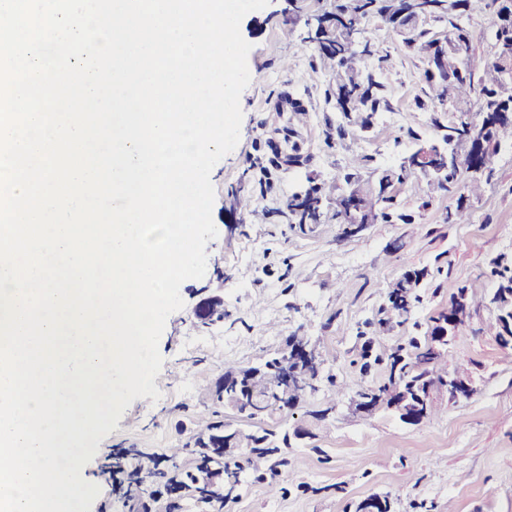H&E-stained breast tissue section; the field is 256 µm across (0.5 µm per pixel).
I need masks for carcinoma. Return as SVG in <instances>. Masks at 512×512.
<instances>
[{
    "label": "carcinoma",
    "mask_w": 512,
    "mask_h": 512,
    "mask_svg": "<svg viewBox=\"0 0 512 512\" xmlns=\"http://www.w3.org/2000/svg\"><path fill=\"white\" fill-rule=\"evenodd\" d=\"M481 0H336L331 11H325L317 22L332 21L324 29L315 27L319 56L332 79L329 95L336 100L341 121L336 126L337 140L369 131L378 114L388 109L386 85L379 73L390 64L388 55L380 53L370 31L385 29L423 64L425 98L417 108L429 113L434 135L448 141V160L437 159L432 167H382L369 169L370 158L354 153L348 169L332 181L309 180V186L288 199L291 224H350L353 209H358L359 223L376 214L386 224H414L416 216L407 210L401 194L408 184L420 194L421 207L445 194L456 197L455 207L448 210V224L470 222V199L480 196L483 185L494 172L502 149H512V0H492L496 5L490 57L476 62L471 34L472 6ZM440 23L443 33L433 31ZM288 115V154H282L270 143L274 157L270 164L305 167L310 155L303 152L300 129L309 125L311 113L298 100L290 97ZM355 188L356 205L346 195ZM441 272L429 267L411 269L393 282L374 319L365 322L369 332L379 336L394 326L404 324L414 307L422 303L419 288L423 282ZM486 276L494 282L492 291L477 296L466 285L457 288L453 299H463L468 308L478 312L484 308L490 320L484 332L502 347L512 346V253H500L486 264ZM448 321L441 312L427 324L424 340L411 337L390 355L388 381L364 385L358 395L378 404L382 394L397 388L407 393L442 382L448 371L441 367L443 353L433 346L436 331ZM284 350L266 361L263 367L224 369L216 387L202 386L198 400L202 406L194 421V434L186 447L210 448L212 455L203 460L201 470L215 468L239 483L240 465L225 455L218 446L224 422L217 420L218 407L224 399L235 398L236 390L251 391L264 398L262 412L238 406L246 418L253 419L283 410L279 404L281 387L286 382L278 372H270ZM250 454L254 471L264 467L269 457L290 447L288 433L273 429L246 432L235 430Z\"/></svg>",
    "instance_id": "cac0c4a2"
}]
</instances>
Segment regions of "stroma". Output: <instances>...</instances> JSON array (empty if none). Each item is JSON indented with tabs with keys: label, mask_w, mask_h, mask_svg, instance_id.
<instances>
[{
	"label": "stroma",
	"mask_w": 512,
	"mask_h": 512,
	"mask_svg": "<svg viewBox=\"0 0 512 512\" xmlns=\"http://www.w3.org/2000/svg\"><path fill=\"white\" fill-rule=\"evenodd\" d=\"M329 2L269 0L241 22V35L252 46L251 82L240 97L239 142L211 172L218 236L206 246L204 277L181 284L184 306L166 321L159 342L163 366L154 380L160 399H135L81 471L100 488L90 512H129L105 480L107 467L127 466L134 457L146 465L162 462L170 473L194 469L193 452L173 462L167 456L193 433L198 388L214 384L226 367L264 363L293 332L310 337L324 360L318 390L278 417L294 435L284 465L260 476L243 468L231 490L216 485L224 512H355L357 503L372 495L388 497L393 512H512V348L484 333L487 311L474 314L443 350L449 370L469 374L470 397L454 400L437 393V414L419 425L405 424L384 408L363 416L347 405L363 384L388 376L384 364L361 373L364 339L358 330L375 316L389 283L412 268L442 269L421 288L423 302L409 320L374 337L372 349L384 357L447 309L458 285L478 295L491 291L483 275L486 261L512 252V150L501 152L467 224L445 223L453 198L423 210L412 194L407 206L420 217L411 225L373 224L345 239L335 224L289 223L288 199L309 181L334 179L356 151L372 156L373 166L395 164L411 149L408 129L427 128L426 113L415 109L424 90L422 67L381 30L378 45L392 59L382 74L390 107L357 141L326 146L340 115L326 94L330 74L306 35L311 16ZM288 94L314 115L302 132L312 161L308 168L267 178L266 157L255 144L275 138L283 120L266 110L265 102ZM239 192L252 193L267 210L266 219L235 210L232 199ZM395 240L400 250L388 253L387 244ZM212 296L223 299L224 319L199 327L195 309ZM270 322L279 323L283 335L268 334ZM335 383L345 386L347 400L330 412L326 406ZM321 409L326 417H318ZM112 448L125 449V456L109 457ZM273 481L281 486L274 496L268 493Z\"/></svg>",
	"instance_id": "1"
}]
</instances>
